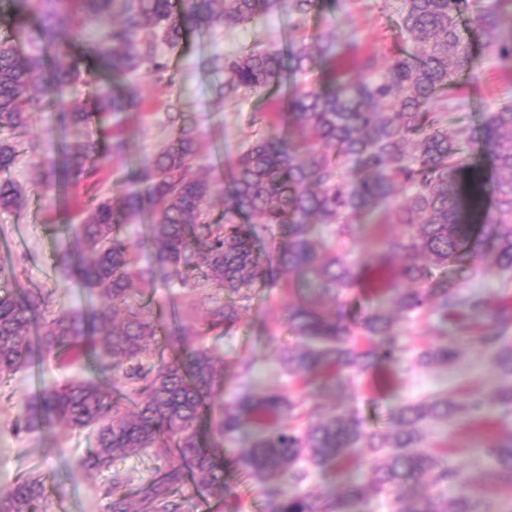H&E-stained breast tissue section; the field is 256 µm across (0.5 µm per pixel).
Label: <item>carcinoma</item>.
Returning a JSON list of instances; mask_svg holds the SVG:
<instances>
[{
    "mask_svg": "<svg viewBox=\"0 0 512 512\" xmlns=\"http://www.w3.org/2000/svg\"><path fill=\"white\" fill-rule=\"evenodd\" d=\"M277 5L294 17L295 30L324 7L323 0H10L19 25L0 38V172L14 165L19 138L43 109L44 95L31 88L44 79L46 59L60 125L84 126L96 115L141 109L136 76L144 71L163 80L168 62L161 45L173 49L188 29L245 24ZM382 9L396 13L402 41L381 66L375 55L359 54L355 40L329 37L209 59L211 70L224 73L217 93L226 101L272 93L293 74L313 79L254 115L259 130L224 183L194 171L203 142L178 113L170 118L177 123L171 137L129 170L124 191L77 207L69 230L81 251L60 261L66 278L107 302L85 313L62 312L49 309L40 289L0 294V380L50 354L72 361L89 355L99 374L97 381L44 389L26 403L17 431L52 421L93 430L96 448L83 460L91 470L150 448L171 454L134 504L124 478L114 474L104 490L108 512H184L188 484L222 494L227 470L263 486L268 512H360L366 488L355 481L330 504L295 490L312 470L340 463L354 448L369 459L374 492L392 512H488L468 469L425 443L428 422L477 417L483 396L458 402L441 393L404 403L386 432L344 412L323 418L318 407H307L310 387L321 386L343 405L354 375L403 359L406 347L391 314L348 300L363 267L350 259L357 226L396 224L401 231L370 259V271L394 273L380 285L423 335L438 338L448 322L467 320L476 342L491 351L501 382L494 401L512 411V303L465 291L488 274L512 285V103L484 113L477 130L448 121L461 107L459 79L474 84L483 73V61L461 34L462 11L488 59L511 72L512 31L504 23H512V0H382ZM31 17L38 19L34 34L25 27ZM88 27L98 30L96 38L85 53H73L66 35ZM29 35L35 51L11 45ZM87 55L126 79L121 95L102 91L92 112L64 98V88L82 79ZM129 149L120 135L107 155L87 140L36 166L48 185L61 170L78 184ZM217 196L224 197V211L214 219ZM26 204L12 180L0 179V207L21 211ZM139 219L154 248L147 266L123 232ZM315 224L328 238L313 237ZM160 274L168 287L210 297L205 331L224 335L249 312L246 290L253 286L279 297L306 291L283 307L297 342L277 352L300 389L244 392L212 420L215 398L224 393L220 357L178 335L180 326L173 354L154 355L165 327L142 305V294ZM214 290L227 298H212ZM40 325L47 331H35ZM456 357L446 345L430 346L417 352L416 364L446 366ZM245 422L254 430L250 446L224 455L214 437L231 439ZM483 453L498 482L511 488L512 431L487 437ZM46 501L44 482L25 476L0 493V512H46Z\"/></svg>",
    "mask_w": 512,
    "mask_h": 512,
    "instance_id": "obj_1",
    "label": "carcinoma"
}]
</instances>
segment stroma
Listing matches in <instances>:
<instances>
[{
    "label": "stroma",
    "instance_id": "stroma-1",
    "mask_svg": "<svg viewBox=\"0 0 512 512\" xmlns=\"http://www.w3.org/2000/svg\"><path fill=\"white\" fill-rule=\"evenodd\" d=\"M396 20L395 14L379 9L378 0H364L363 8L354 13L348 12L346 0H326L323 13L310 16L303 33L311 37L331 27L339 37L354 34L360 50L380 56L386 54L398 38ZM290 24V16L278 7L260 13L243 26L222 27L206 34L190 33L166 55L168 81L142 77L145 98L142 114L126 118L121 128H114L108 120L78 130H62L57 122V109L51 103L46 104L43 111L34 113L27 139L36 145L37 151L22 154L9 172L10 179L25 192L27 205L20 212L0 208V265L13 271L9 288L43 290L54 310L84 311L102 302L98 294L88 293L78 283L64 280L58 265L60 256L76 249L64 225L73 218L76 202L82 198L85 188L69 184L46 190L37 186L33 166L36 157L54 158L58 155L59 144L73 146L89 138L104 142L113 131H121L132 146L129 159L125 162L111 160L94 188L98 194L117 193L126 187L128 162L144 160L156 152L173 132L169 114L180 110L194 120L204 143L203 151L194 161L196 169L209 178H222L225 168L252 140L256 131L252 114L263 109L264 100L253 94L235 105L218 100L214 89L223 76L212 72L206 61L213 55H234L272 44L287 47L293 35ZM87 70L86 78L71 85L66 97L71 103L89 109L99 88L111 90L115 84L98 60H89ZM510 100L512 77L488 64L478 86L467 91L460 114L470 125L476 126L488 107ZM251 296L249 315L229 335L220 336L204 331L207 298L162 284L144 293L143 302L154 315H161L163 309L169 307L178 309L185 331L201 335L203 343L218 356L253 360L249 381L228 374L221 399L225 405L246 391L262 392L289 386L274 352L294 344L295 338L278 325V304L269 299L263 288H252ZM446 339L459 353L453 364L422 369L408 357L399 366L363 374L349 393L348 413L374 429L385 427L390 412L399 404L431 393L445 391L457 400L472 394L492 395L499 380L472 334L452 327ZM77 376V370L47 359L0 381V492L11 488L21 475H40L49 494L47 512H107L103 490L109 485L113 472L125 475L126 490L135 497L157 476L166 461L163 449L153 448L116 461L112 469L91 470L82 463L94 445L90 430L56 425L29 432L15 431L13 423L27 400L46 387ZM503 429H512V415L503 416L498 408L491 406L481 420H452L432 425L426 431V440L441 443V452L448 461L462 464L470 471L482 498L494 501L502 512H512V497L487 472L480 453L488 433ZM370 479L367 459L354 450L349 454L347 465L311 472L303 488L315 494L332 495L348 481L366 483Z\"/></svg>",
    "mask_w": 512,
    "mask_h": 512
}]
</instances>
